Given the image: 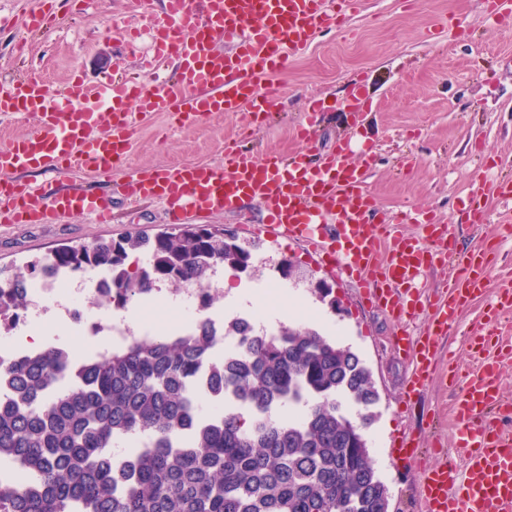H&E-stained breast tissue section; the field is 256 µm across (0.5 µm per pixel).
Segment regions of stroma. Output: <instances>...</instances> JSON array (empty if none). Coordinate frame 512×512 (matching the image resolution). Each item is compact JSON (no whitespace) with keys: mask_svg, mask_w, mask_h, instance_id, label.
<instances>
[{"mask_svg":"<svg viewBox=\"0 0 512 512\" xmlns=\"http://www.w3.org/2000/svg\"><path fill=\"white\" fill-rule=\"evenodd\" d=\"M39 2L0 0V77L31 71L57 84L76 70L92 82L108 74L137 76L150 53V29L163 17L155 0H93L86 12L78 0H58L59 27L31 34L22 22ZM265 84L280 99L273 112L252 123L247 139L239 137V114L180 126L170 115L154 113L138 122L127 162L111 178L87 169L64 178L41 168L16 173V180L48 195L70 187L111 195L112 221L95 224L71 215L57 224H0V269L24 270L32 259L66 245L168 231L162 204L129 206L119 184L138 169L217 161L225 142L234 139L258 162L301 149L315 162L335 149L339 137L350 135L349 159L367 164L365 186L382 211L394 216L430 211L449 224L457 250L479 245L482 236L469 219L471 187L479 176L498 177L512 169V29L484 12L481 0H362L357 16L319 33ZM312 97L322 98L326 110L304 145L293 129ZM285 256L297 265L289 278L275 271ZM254 264L251 281L288 288L343 326L340 344L364 360L379 394L366 437L390 489L389 512H421L417 468L398 458L391 440L406 431L420 447L442 445L447 460L456 461L457 391L437 378L413 404L404 405L410 365L391 338L401 332L421 336L429 313L419 309L398 322L366 307L351 279L285 240L265 243ZM510 272L512 237H507L495 243L486 295L442 340V349L461 365L471 364L470 323L480 319ZM321 282L330 287L329 299L316 291Z\"/></svg>","mask_w":512,"mask_h":512,"instance_id":"1","label":"stroma"}]
</instances>
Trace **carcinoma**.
<instances>
[{
  "label": "carcinoma",
  "mask_w": 512,
  "mask_h": 512,
  "mask_svg": "<svg viewBox=\"0 0 512 512\" xmlns=\"http://www.w3.org/2000/svg\"><path fill=\"white\" fill-rule=\"evenodd\" d=\"M260 249L207 224L61 248L30 261L26 276L0 277V325L27 306L21 283L49 266L104 271L111 303L159 279L176 290L215 269L244 273ZM132 253L151 264L129 270ZM224 335L240 337L244 353L212 369V390L232 396L217 422L192 392L216 354L204 328L85 357L70 377L54 345L0 367L15 392L0 408V471L24 477L0 476V512H389L365 436L379 395L363 360L300 325L268 335L235 317ZM286 406L296 413L277 416ZM136 434L143 447L113 457V443Z\"/></svg>",
  "instance_id": "cac0c4a2"
}]
</instances>
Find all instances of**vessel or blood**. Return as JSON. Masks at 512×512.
<instances>
[{
	"label": "vessel or blood",
	"instance_id": "b4317fda",
	"mask_svg": "<svg viewBox=\"0 0 512 512\" xmlns=\"http://www.w3.org/2000/svg\"><path fill=\"white\" fill-rule=\"evenodd\" d=\"M359 0H164V19L152 28L159 61L174 60V80L139 82L110 79L91 83L72 75L59 88L39 76L0 78V115L35 119V126L0 149V223L55 224L67 215L112 220V200L72 188L52 196L15 180L33 166L64 175L87 168L111 176L126 158L140 115L166 112L195 123L217 112L271 111L275 93L262 90V78L301 54L324 28L338 25ZM25 27L37 32L55 20L53 0H41ZM234 46L221 52L218 41ZM348 140L319 164L305 153L268 156L258 163L225 147L216 163L140 170L122 185L130 201H163L169 223L191 214L237 210L241 201L256 204L261 226L271 238L304 244L323 263L354 276L369 306L394 320L412 313L421 295L418 279L436 257L448 262L444 295L428 303L432 311L422 336H394L393 347L411 365L405 400L429 387L437 370L439 338L456 325L474 299L485 295L489 263L484 247L458 252L448 225L429 213L417 217L424 236L416 240L376 220L377 208L365 192L362 166L348 163ZM512 281L504 280L486 313L470 330L480 359L454 403L456 450L460 464L431 463L412 437L396 436L394 446L421 472L419 497L425 512H512V434L496 421L512 413V399L500 387L503 361L512 359Z\"/></svg>",
	"mask_w": 512,
	"mask_h": 512
}]
</instances>
